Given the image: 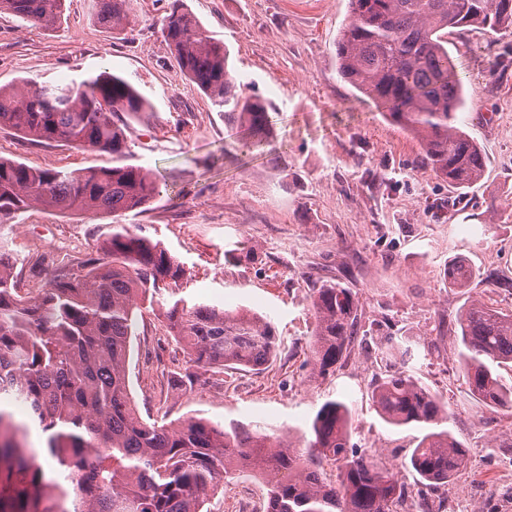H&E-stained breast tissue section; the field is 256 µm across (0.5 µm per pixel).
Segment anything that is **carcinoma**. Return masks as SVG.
Returning <instances> with one entry per match:
<instances>
[{"instance_id": "carcinoma-1", "label": "carcinoma", "mask_w": 512, "mask_h": 512, "mask_svg": "<svg viewBox=\"0 0 512 512\" xmlns=\"http://www.w3.org/2000/svg\"><path fill=\"white\" fill-rule=\"evenodd\" d=\"M129 0H95V18L112 31L128 24ZM64 0H0V12L52 26ZM468 27L512 32V0H349V21L336 40L340 77L413 136L424 163L448 185L469 187L484 173L478 144L457 126L466 105L448 52V35ZM162 36L180 71L242 126V149H260L271 132L269 113L247 95L229 69L224 43L173 0ZM149 102L108 71L80 82L24 80L0 87V127L36 142H65L112 154V164L75 170L41 169L0 158V218L42 205L62 213L121 215L160 194L150 170L126 162V124ZM462 261L448 281L465 287L474 277ZM185 269L164 246L112 225L92 253L58 271L28 298L0 254V512H204L211 494L236 473L267 478L264 512H398L415 494L414 512H433L428 492L469 465L451 431L447 403L406 365L411 342L387 336L376 344L384 371L370 399L388 425L415 424L424 433L408 467L423 488L413 491L396 466L370 461L353 439V412L342 399L325 401L312 421V438L296 448L281 436L189 417L144 420L133 401L128 363L142 309L166 322L186 355L180 373L192 388L198 371L258 369L280 347L274 325L244 308L188 304L180 296ZM315 330L311 378L340 370L361 329L356 294L339 281L311 293ZM459 367L477 406L512 411V385L498 370L512 366V313L473 299L458 313ZM26 407L28 420L10 409ZM45 434L44 454L27 447L30 426ZM332 465V470L325 465Z\"/></svg>"}]
</instances>
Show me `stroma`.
Returning <instances> with one entry per match:
<instances>
[{
  "label": "stroma",
  "instance_id": "1",
  "mask_svg": "<svg viewBox=\"0 0 512 512\" xmlns=\"http://www.w3.org/2000/svg\"><path fill=\"white\" fill-rule=\"evenodd\" d=\"M172 0H130V23L112 32L90 0H65L45 27L0 13V85L27 78L80 81L109 71L136 86L149 112L127 120V161L169 184L144 209L120 216L61 214L42 206L0 219V251L18 273L20 294L90 253L112 224L161 242L186 270L182 295L267 317L281 339L258 370L200 375L192 390L171 380L185 358L160 319L145 314L132 341L131 394L141 416H196L230 427L262 421L299 441L326 400L353 410V441L400 466L420 428L386 424L368 384L375 358L354 355L334 377L314 381L306 364L315 327L311 290L335 278L356 293L368 337L404 336L409 366L448 405V429L469 450L475 480L493 482L512 461V414L480 411L458 367L457 313L472 299L512 311V33L468 30L448 50L477 102L458 114L481 147L482 179L456 192L421 161L418 142L337 73L336 37L349 0H182L223 41L246 94L268 108L264 152L237 150V129L179 70L161 27ZM0 156L42 168H87L111 155L36 143L0 127ZM254 260H245L246 252ZM462 260L475 275L448 284ZM260 473L230 480L209 512H262Z\"/></svg>",
  "mask_w": 512,
  "mask_h": 512
}]
</instances>
